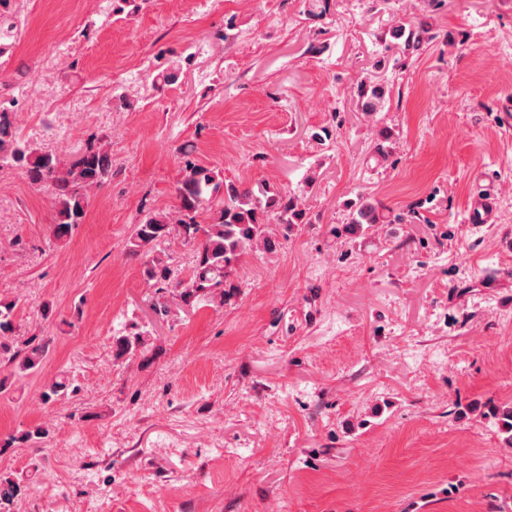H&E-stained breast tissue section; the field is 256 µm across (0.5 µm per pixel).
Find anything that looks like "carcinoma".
Listing matches in <instances>:
<instances>
[{"label": "carcinoma", "instance_id": "carcinoma-1", "mask_svg": "<svg viewBox=\"0 0 512 512\" xmlns=\"http://www.w3.org/2000/svg\"><path fill=\"white\" fill-rule=\"evenodd\" d=\"M394 34L404 39V49L417 50L430 39L424 24H401ZM361 111L373 115L388 100V90L380 84L363 83L358 90ZM11 166L23 172L31 184L51 190L56 205L53 235L64 238L84 222L88 191L103 185L112 176V152L108 143L91 136L86 147L69 159L41 152L21 142L14 126V112L0 101V167ZM176 194L179 206L175 214L152 212L134 226L128 241V253L143 258L142 278L154 290L157 315L166 319L171 310L162 302L164 293L179 289L184 306L216 300L224 301L227 279L248 250L261 242L267 248L275 245L266 228L264 217L277 224H306V211L299 198L286 191L258 182L240 188L225 182L215 170L189 159L184 161ZM352 224H383L385 216L379 207L358 200L350 205ZM197 244L196 263L190 273L176 276L164 256L155 248L172 236ZM16 302L0 299V367L10 372L0 377V392L12 385V379L23 377L40 368L47 356L48 345L35 339L19 341L12 336ZM146 344L145 333L138 331L119 336L115 357L133 354ZM74 390L67 378L52 382L43 392L51 402ZM20 494L19 485L11 479H0V512H14Z\"/></svg>", "mask_w": 512, "mask_h": 512}]
</instances>
